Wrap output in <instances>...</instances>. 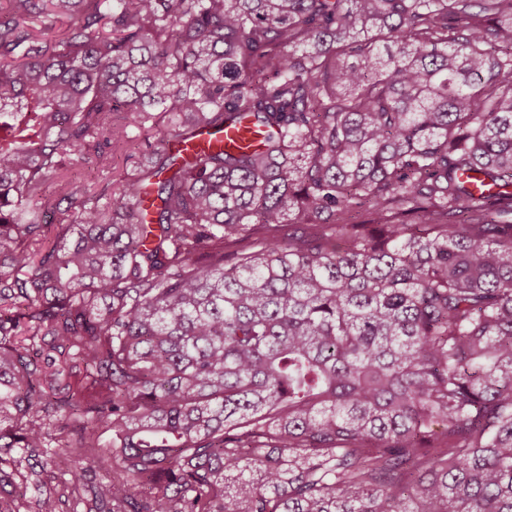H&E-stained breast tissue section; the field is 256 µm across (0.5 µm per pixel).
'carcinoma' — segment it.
Masks as SVG:
<instances>
[{
    "instance_id": "obj_1",
    "label": "carcinoma",
    "mask_w": 512,
    "mask_h": 512,
    "mask_svg": "<svg viewBox=\"0 0 512 512\" xmlns=\"http://www.w3.org/2000/svg\"><path fill=\"white\" fill-rule=\"evenodd\" d=\"M510 215L512 0H6L0 512H512ZM257 133L252 132H244L242 131V135L239 136L233 132H214L211 131L209 133H205L200 137V139L204 141H211V142H219L221 145H224V149L226 148H234V147H245L251 146L256 147L259 145V142L261 141V137L254 135ZM68 177L72 178L80 187L91 188L105 179L112 178L111 173L101 172L96 167H79L68 172Z\"/></svg>"
}]
</instances>
